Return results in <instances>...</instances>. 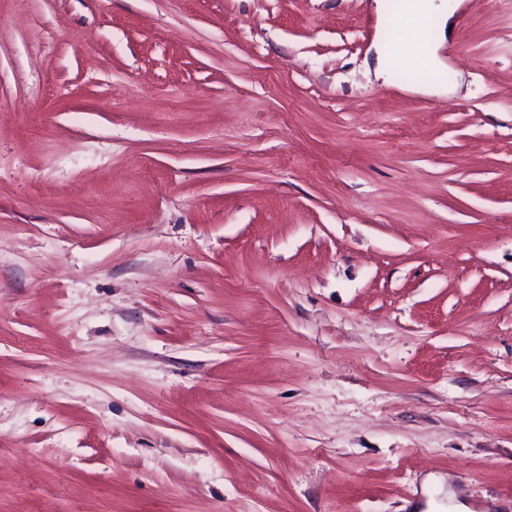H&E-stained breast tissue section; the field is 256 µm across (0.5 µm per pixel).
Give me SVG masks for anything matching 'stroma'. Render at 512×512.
Wrapping results in <instances>:
<instances>
[{
  "mask_svg": "<svg viewBox=\"0 0 512 512\" xmlns=\"http://www.w3.org/2000/svg\"><path fill=\"white\" fill-rule=\"evenodd\" d=\"M383 36L0 0V512H512V0ZM401 6L398 9L401 14L407 16L411 22L403 25L396 34L399 42L407 45L410 51L409 64L421 67L431 72L435 77L437 86L445 85V74L442 66L433 54L432 48L423 41V30L420 22L440 21L443 32L446 24L459 7L460 1L456 0H400Z\"/></svg>",
  "mask_w": 512,
  "mask_h": 512,
  "instance_id": "stroma-1",
  "label": "stroma"
}]
</instances>
